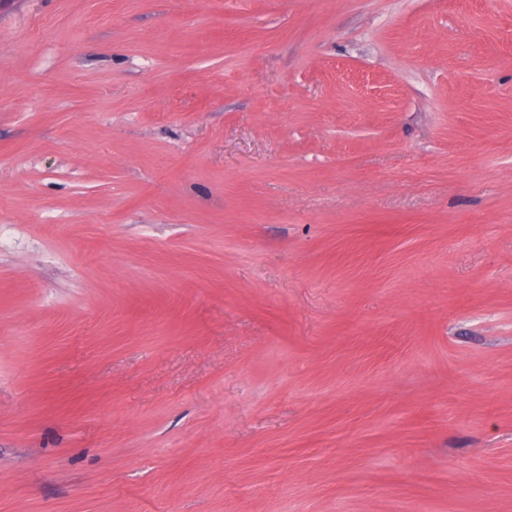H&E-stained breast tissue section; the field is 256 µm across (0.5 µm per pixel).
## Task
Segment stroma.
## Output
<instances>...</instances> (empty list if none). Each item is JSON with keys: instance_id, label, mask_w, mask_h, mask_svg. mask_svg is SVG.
Wrapping results in <instances>:
<instances>
[{"instance_id": "1", "label": "stroma", "mask_w": 512, "mask_h": 512, "mask_svg": "<svg viewBox=\"0 0 512 512\" xmlns=\"http://www.w3.org/2000/svg\"><path fill=\"white\" fill-rule=\"evenodd\" d=\"M0 512H512V0H0Z\"/></svg>"}]
</instances>
